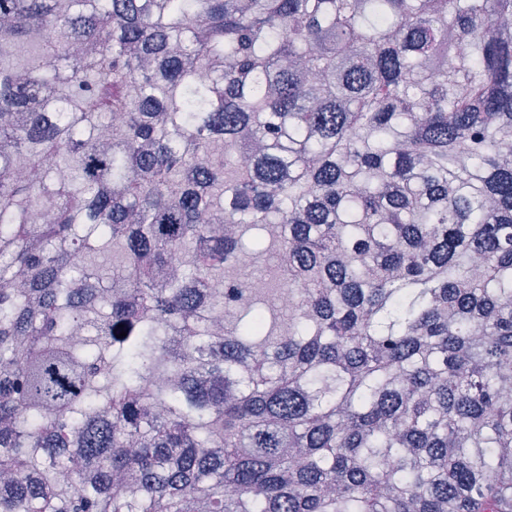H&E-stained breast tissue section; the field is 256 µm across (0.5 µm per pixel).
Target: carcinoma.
Returning a JSON list of instances; mask_svg holds the SVG:
<instances>
[{
    "instance_id": "cac0c4a2",
    "label": "carcinoma",
    "mask_w": 512,
    "mask_h": 512,
    "mask_svg": "<svg viewBox=\"0 0 512 512\" xmlns=\"http://www.w3.org/2000/svg\"><path fill=\"white\" fill-rule=\"evenodd\" d=\"M2 279L0 512H512V0H0Z\"/></svg>"
}]
</instances>
